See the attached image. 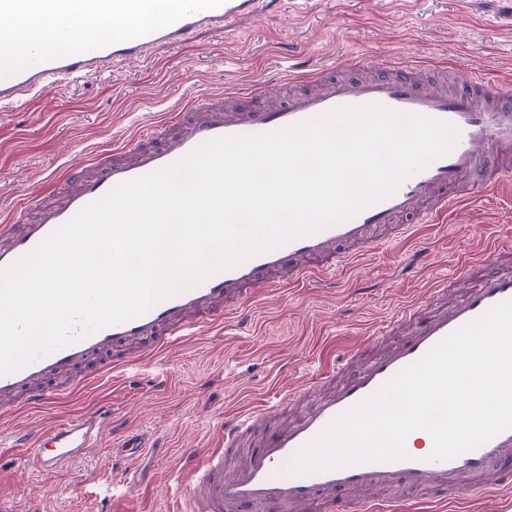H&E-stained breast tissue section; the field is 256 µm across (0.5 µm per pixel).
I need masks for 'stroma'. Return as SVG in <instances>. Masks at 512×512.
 <instances>
[{
  "label": "stroma",
  "instance_id": "obj_1",
  "mask_svg": "<svg viewBox=\"0 0 512 512\" xmlns=\"http://www.w3.org/2000/svg\"><path fill=\"white\" fill-rule=\"evenodd\" d=\"M297 57L334 66L412 58L447 62V85L469 72L512 81V0H267L262 12L225 29L198 31L149 61L130 60L97 77L44 89L34 102L0 111V212L39 193L61 163L81 164L130 139L137 127L276 74ZM512 241V184L467 201L447 222L414 225L407 238L357 258L333 288H268L250 323L202 331L72 398L0 420V430L38 431L111 403L117 430L149 444L132 463L106 445L46 474L20 448L0 446V506L6 512H189L194 448L216 447L225 415L302 387L328 361L357 347L404 300L424 297L433 278L455 276L459 259ZM168 381L153 388L155 378Z\"/></svg>",
  "mask_w": 512,
  "mask_h": 512
}]
</instances>
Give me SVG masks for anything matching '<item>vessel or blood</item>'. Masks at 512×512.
I'll return each mask as SVG.
<instances>
[{
	"mask_svg": "<svg viewBox=\"0 0 512 512\" xmlns=\"http://www.w3.org/2000/svg\"><path fill=\"white\" fill-rule=\"evenodd\" d=\"M260 0H180L159 22L137 20L139 0H84L94 21L112 16L126 25L112 42L84 41L69 52L35 58L26 69L0 77V103L30 101L43 89L74 77L102 72L130 59L147 58L164 46L188 43L205 28L252 16ZM279 83L304 82L308 89L269 105L271 86L260 81L224 107L211 99L188 101L137 132L130 159L101 157L94 174L69 166L52 178L50 192L27 197L0 226V268L33 250L51 231L120 182L168 165L201 143L226 135L270 132L340 105L380 103L455 124V149L408 178L392 196L314 235L290 241L220 271L199 286L155 304L148 312L106 327L74 344L0 375V417L6 418L78 394L109 373L152 359L184 338L244 317L245 306L268 287H298L347 272L357 254L406 237L416 224L447 218L465 187L497 191L502 159L512 152V87L484 74L466 76L458 87L426 86L411 62H393L371 78L340 77L328 68H303ZM512 300V246L494 245L487 257L465 261L457 277L433 281L423 299L402 302L362 345L313 376L302 392L306 408L283 425L276 417L287 398L230 415L218 447L189 453L195 512H332L336 494L354 489L388 492L384 501L353 502V512H406L413 494L426 491L444 502L485 489L512 491V429L448 461L429 460L409 449L403 460L356 464L312 475L282 477L278 470L303 444L340 414L372 395L449 334L497 303ZM112 418V405L97 404L59 425L37 432L11 431L10 447L24 448L42 472L54 473L98 447ZM145 440L136 433L113 438V459H136Z\"/></svg>",
	"mask_w": 512,
	"mask_h": 512,
	"instance_id": "vessel-or-blood-1",
	"label": "vessel or blood"
}]
</instances>
